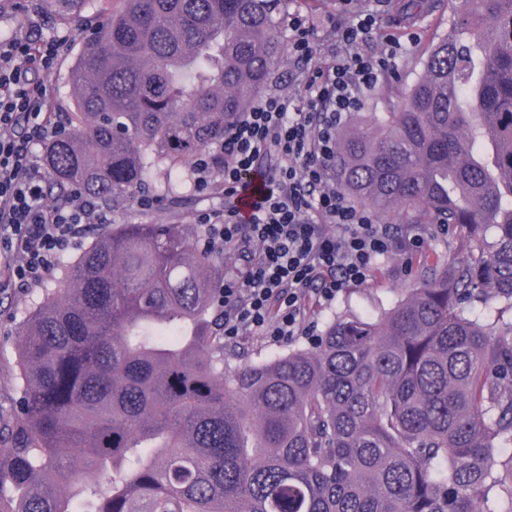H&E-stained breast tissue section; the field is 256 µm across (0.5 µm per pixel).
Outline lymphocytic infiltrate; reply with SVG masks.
<instances>
[{"mask_svg":"<svg viewBox=\"0 0 512 512\" xmlns=\"http://www.w3.org/2000/svg\"><path fill=\"white\" fill-rule=\"evenodd\" d=\"M376 23L370 10L336 22L340 51L327 67L308 72L302 97H261L216 149L199 152L194 161L195 191L224 196L223 209L197 216L208 246L246 252L243 270L225 273L219 293L225 338L254 330L290 340L308 289L332 300L364 283L394 249L422 243L420 235L399 236L376 223L328 184L338 130L360 108L362 93L392 67L394 51L378 56L359 49ZM62 45L32 27L0 39V269L22 290L41 286L61 257L103 221L81 189H69L59 203L46 201L37 150L61 128L48 112L43 74ZM257 177L264 190L241 216L236 200Z\"/></svg>","mask_w":512,"mask_h":512,"instance_id":"lymphocytic-infiltrate-1","label":"lymphocytic infiltrate"}]
</instances>
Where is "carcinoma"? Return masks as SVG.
Returning a JSON list of instances; mask_svg holds the SVG:
<instances>
[{"label": "carcinoma", "mask_w": 512, "mask_h": 512, "mask_svg": "<svg viewBox=\"0 0 512 512\" xmlns=\"http://www.w3.org/2000/svg\"><path fill=\"white\" fill-rule=\"evenodd\" d=\"M270 2L43 0L83 43L53 191L110 211L222 141L284 54ZM332 168L400 224L454 226L448 258L419 256L379 315L226 372L224 252L179 224L103 233L29 313L0 512H512V0H460L407 101L339 130Z\"/></svg>", "instance_id": "cac0c4a2"}]
</instances>
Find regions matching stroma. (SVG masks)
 <instances>
[{"instance_id": "stroma-1", "label": "stroma", "mask_w": 512, "mask_h": 512, "mask_svg": "<svg viewBox=\"0 0 512 512\" xmlns=\"http://www.w3.org/2000/svg\"><path fill=\"white\" fill-rule=\"evenodd\" d=\"M403 0H368V6L378 16V23L372 30L367 44L368 50L379 52L389 44H401V54L396 62L394 74L388 75L371 91L365 92L361 108L354 112L348 127H356L362 118L370 113L385 109L392 90L407 93L423 70L427 49L432 42L447 35L454 21V10L450 0H428L426 14L409 18L402 11ZM274 14L280 22H287L290 14L299 12L313 21L316 26V62L325 63L336 55V40L330 27L332 18L340 14L337 0H275ZM37 23L43 37L63 38L64 44L55 67L46 74L52 109L62 112L68 107L71 97L69 84L70 68L76 59L81 44L72 23L39 11L37 4H30L27 11L12 16L0 23V34L9 35L16 26ZM193 168L185 166L175 176H159L151 182L147 191L158 197L157 207L150 211L139 210L134 199H127L112 213L107 214L109 224H179L187 234H195L200 226L196 217L201 210L222 207L219 199H204L197 195L192 186ZM61 277L53 272L42 287L26 292L8 287L4 274L0 273V422L10 423L18 415L17 400L19 382L16 378V360L22 344V329L30 310L43 299L46 290L56 288ZM414 284L411 257L397 251L381 259L371 279L363 284L344 288L336 298L323 300L317 294H310L307 302V319L321 326L337 315H366L390 308L394 302L405 296ZM308 336H296L280 341L261 333L250 331L229 341L226 363L235 367L241 362L237 355L239 347H248L252 360H263L269 352H285L293 347L311 346Z\"/></svg>"}]
</instances>
